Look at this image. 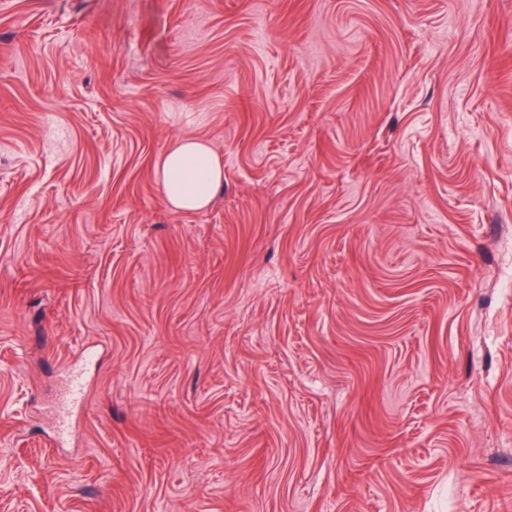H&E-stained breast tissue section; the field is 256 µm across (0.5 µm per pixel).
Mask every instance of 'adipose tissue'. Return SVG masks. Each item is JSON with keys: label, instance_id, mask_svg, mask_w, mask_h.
<instances>
[{"label": "adipose tissue", "instance_id": "adipose-tissue-1", "mask_svg": "<svg viewBox=\"0 0 512 512\" xmlns=\"http://www.w3.org/2000/svg\"><path fill=\"white\" fill-rule=\"evenodd\" d=\"M157 169L166 201L178 210L206 207L223 183L219 158L200 139L175 142Z\"/></svg>", "mask_w": 512, "mask_h": 512}]
</instances>
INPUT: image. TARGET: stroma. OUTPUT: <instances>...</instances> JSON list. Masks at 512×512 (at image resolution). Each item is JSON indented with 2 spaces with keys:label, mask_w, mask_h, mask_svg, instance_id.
I'll return each mask as SVG.
<instances>
[{
  "label": "stroma",
  "mask_w": 512,
  "mask_h": 512,
  "mask_svg": "<svg viewBox=\"0 0 512 512\" xmlns=\"http://www.w3.org/2000/svg\"><path fill=\"white\" fill-rule=\"evenodd\" d=\"M510 268L512 0H0V512H512ZM157 169L166 201L178 210L206 207L223 183L222 164L201 139L175 142ZM84 387L85 381L81 375L74 376L69 383L66 396L61 403L62 414H60L61 427L66 431H69L73 417L84 403Z\"/></svg>",
  "instance_id": "stroma-1"
}]
</instances>
